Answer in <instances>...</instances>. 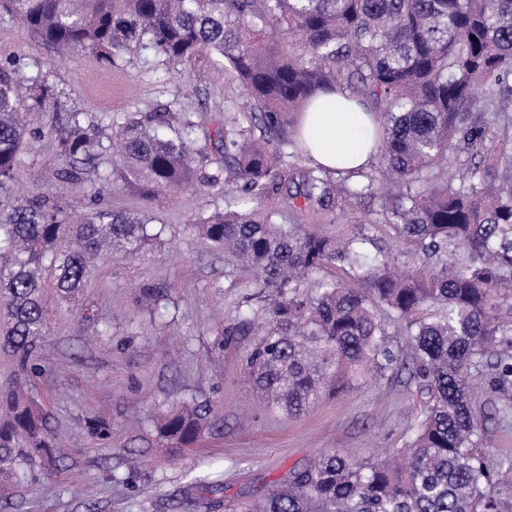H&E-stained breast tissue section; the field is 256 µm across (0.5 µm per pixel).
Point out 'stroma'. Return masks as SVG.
<instances>
[{
    "instance_id": "35a3bbf8",
    "label": "stroma",
    "mask_w": 512,
    "mask_h": 512,
    "mask_svg": "<svg viewBox=\"0 0 512 512\" xmlns=\"http://www.w3.org/2000/svg\"><path fill=\"white\" fill-rule=\"evenodd\" d=\"M1 61L40 74L58 105L27 112L25 146L12 183L0 192V212L36 196L50 197L67 214L87 211L86 182L54 190L71 165L54 148L65 113L123 116L167 107L190 115L198 126L196 148L213 158L211 134L243 102L214 58L174 66L137 53L130 64L110 69L82 50L60 57L39 35L6 19H0ZM106 201L115 211H150L163 234L134 257L100 251L72 303L58 302L55 289H48L47 332L35 353L40 371L30 380L46 426L67 456L52 466L36 465V481L20 482L9 494L8 512H229L265 495L292 467L322 455L406 452L421 409L407 366L364 376L294 418L269 409L252 392L242 365L252 341L225 347L224 326L243 312L264 320L266 304L251 272L196 229L201 215L223 205V189L172 193L151 209L142 186L132 181ZM365 207L369 223L312 214L303 228L336 239L362 235L399 265L418 266V258L380 224V198L366 200ZM148 287L160 289L164 310L142 299ZM489 377L485 369L473 374L479 446L494 458H512V416L499 413ZM192 400L212 406L215 427L189 446L165 448L157 420L176 403ZM92 419L111 425V439L89 434ZM204 463L222 491L193 485Z\"/></svg>"
}]
</instances>
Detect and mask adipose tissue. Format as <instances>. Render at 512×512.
<instances>
[{
	"mask_svg": "<svg viewBox=\"0 0 512 512\" xmlns=\"http://www.w3.org/2000/svg\"><path fill=\"white\" fill-rule=\"evenodd\" d=\"M372 121L345 92L319 93L299 117V133L313 163L354 170L372 158L367 131Z\"/></svg>",
	"mask_w": 512,
	"mask_h": 512,
	"instance_id": "obj_1",
	"label": "adipose tissue"
}]
</instances>
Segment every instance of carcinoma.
Segmentation results:
<instances>
[{
  "label": "carcinoma",
  "instance_id": "1",
  "mask_svg": "<svg viewBox=\"0 0 512 512\" xmlns=\"http://www.w3.org/2000/svg\"><path fill=\"white\" fill-rule=\"evenodd\" d=\"M0 13L65 54L81 49L109 68L142 51L172 65L217 55L247 107L214 132L220 158L194 147L197 125L170 110L116 124L112 172L95 159L99 128L83 112L66 116L56 149L73 162L64 182L86 181L92 208L73 219L32 198L0 214V349L19 368L41 372L32 355L45 335L44 272L62 297L76 294L102 249L129 256L161 232L150 218L102 206L117 181L169 191L223 184L224 206L202 217L201 235L234 254L270 298L267 326L244 315L224 326V346L258 336L245 369L267 404L286 416L399 360L380 310L407 338L423 409L411 424L406 461L322 456L294 468L247 512H500L484 489L512 483V458L476 451L481 430L469 370L487 354L500 411L512 414V0H0ZM341 89L377 118L374 149L383 168L333 174L284 167L300 148L295 116L319 91ZM49 94L40 75L0 65V190L14 178L24 144L26 100ZM455 162L458 175H448ZM404 188L382 203V223L423 254L408 271L363 249L365 238L299 230L310 213L347 212L380 180ZM287 186L292 223L279 210H243ZM341 269L357 284L318 280ZM426 307L435 313L423 314ZM0 484L32 480V462L55 461V445L35 402L0 390ZM213 423L207 404L164 417L160 436L194 442Z\"/></svg>",
  "mask_w": 512,
  "mask_h": 512
}]
</instances>
